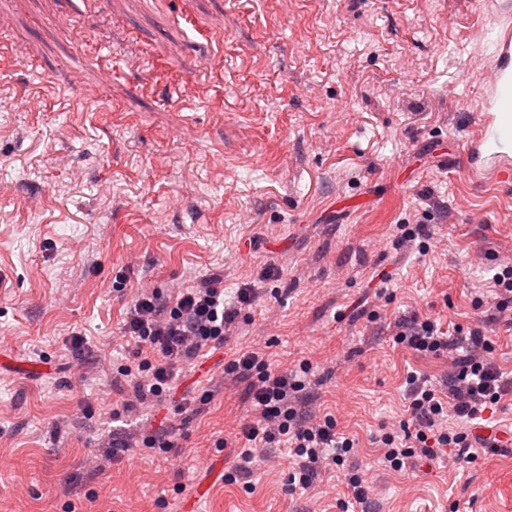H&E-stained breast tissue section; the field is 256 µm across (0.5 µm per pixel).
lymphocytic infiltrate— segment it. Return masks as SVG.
I'll list each match as a JSON object with an SVG mask.
<instances>
[{"label": "lymphocytic infiltrate", "instance_id": "1", "mask_svg": "<svg viewBox=\"0 0 512 512\" xmlns=\"http://www.w3.org/2000/svg\"><path fill=\"white\" fill-rule=\"evenodd\" d=\"M237 316V310L225 307L224 290L214 281L179 289L166 300L156 294L137 295L121 327L136 352L132 361L118 368L120 381L132 387L140 402L161 401L169 396L186 364L226 342ZM394 341L419 352L448 356L454 372L444 386L414 374L407 376L410 417L380 436L385 465L400 470L415 457L444 452L457 461H475L465 423L480 418L512 393V377L500 372L490 358L489 339L477 328L459 326L449 333L435 321L415 318L397 323ZM224 371L249 379L256 410L255 417L240 426L238 464L226 473V480L248 475L255 449L284 442L291 458L289 492L308 489L323 471L337 468L344 470L354 500L366 499L367 487L353 459V439L338 430L332 415L317 418L300 413L295 397L305 383L296 373L272 369L254 351L238 354ZM450 415L462 421V428H443L444 418Z\"/></svg>", "mask_w": 512, "mask_h": 512}]
</instances>
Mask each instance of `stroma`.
Returning <instances> with one entry per match:
<instances>
[{"label": "stroma", "instance_id": "stroma-1", "mask_svg": "<svg viewBox=\"0 0 512 512\" xmlns=\"http://www.w3.org/2000/svg\"><path fill=\"white\" fill-rule=\"evenodd\" d=\"M498 28L491 0H0V512H342V473L287 493L283 445L190 503L253 411L216 365L239 351L312 365L300 405L355 438L356 512H512V447L396 472L377 442L409 416L408 372L453 370L395 344L398 320L481 328L512 372L492 281L512 182L465 170ZM421 219L427 253L396 248ZM212 278L236 329L177 389L209 404L113 422L131 300ZM156 431L170 451L140 444Z\"/></svg>", "mask_w": 512, "mask_h": 512}]
</instances>
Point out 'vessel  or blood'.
<instances>
[{"label":"vessel or blood","mask_w":512,"mask_h":512,"mask_svg":"<svg viewBox=\"0 0 512 512\" xmlns=\"http://www.w3.org/2000/svg\"><path fill=\"white\" fill-rule=\"evenodd\" d=\"M491 84L476 115L481 131L468 141L466 155L470 176L512 180V25L504 24L498 50L490 67Z\"/></svg>","instance_id":"b4317fda"}]
</instances>
